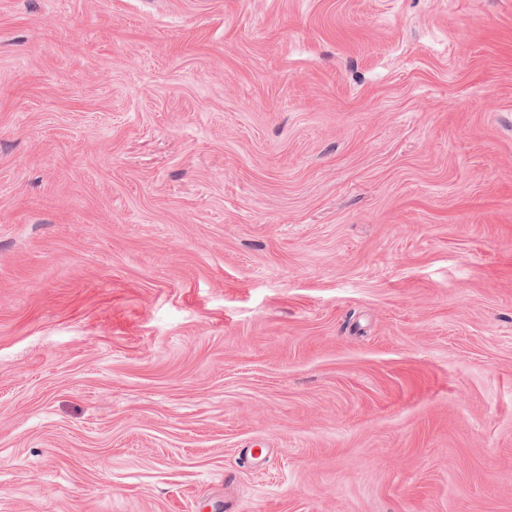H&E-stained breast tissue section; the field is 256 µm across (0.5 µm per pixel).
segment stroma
Instances as JSON below:
<instances>
[{
	"label": "stroma",
	"instance_id": "stroma-1",
	"mask_svg": "<svg viewBox=\"0 0 512 512\" xmlns=\"http://www.w3.org/2000/svg\"><path fill=\"white\" fill-rule=\"evenodd\" d=\"M0 512H512V0H0Z\"/></svg>",
	"mask_w": 512,
	"mask_h": 512
}]
</instances>
